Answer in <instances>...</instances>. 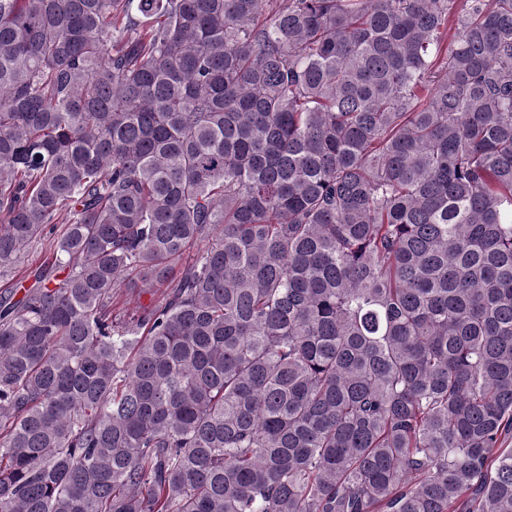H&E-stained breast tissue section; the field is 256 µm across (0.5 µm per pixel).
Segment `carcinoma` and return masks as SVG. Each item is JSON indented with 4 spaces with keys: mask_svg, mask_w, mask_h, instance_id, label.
Returning <instances> with one entry per match:
<instances>
[{
    "mask_svg": "<svg viewBox=\"0 0 512 512\" xmlns=\"http://www.w3.org/2000/svg\"><path fill=\"white\" fill-rule=\"evenodd\" d=\"M455 2L0 0V512H512V0Z\"/></svg>",
    "mask_w": 512,
    "mask_h": 512,
    "instance_id": "obj_1",
    "label": "carcinoma"
}]
</instances>
